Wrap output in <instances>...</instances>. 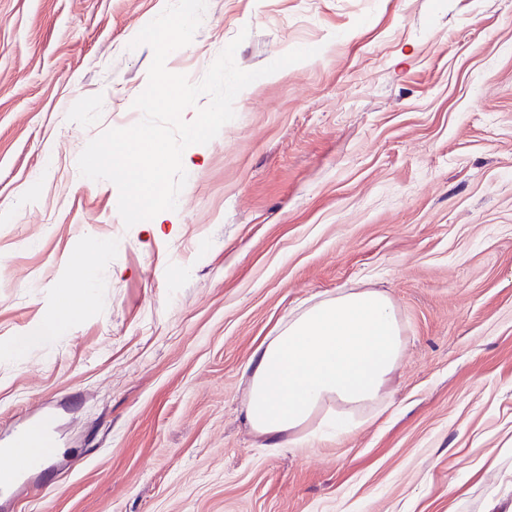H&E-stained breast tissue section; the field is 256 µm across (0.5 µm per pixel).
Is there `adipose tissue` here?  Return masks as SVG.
<instances>
[{"mask_svg":"<svg viewBox=\"0 0 512 512\" xmlns=\"http://www.w3.org/2000/svg\"><path fill=\"white\" fill-rule=\"evenodd\" d=\"M90 297L62 298L55 317L19 337L15 352L45 344ZM402 327L390 297L379 290H348L308 305L280 321L245 367L252 429L282 448L320 409H358L379 402L403 353Z\"/></svg>","mask_w":512,"mask_h":512,"instance_id":"obj_1","label":"adipose tissue"}]
</instances>
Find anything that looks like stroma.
<instances>
[{
    "mask_svg": "<svg viewBox=\"0 0 512 512\" xmlns=\"http://www.w3.org/2000/svg\"><path fill=\"white\" fill-rule=\"evenodd\" d=\"M168 0H0V448L49 446L7 512H486L512 503V0H207L170 72L316 56L183 153L125 227L77 160L137 123ZM392 299L383 410L266 448L244 368L300 306ZM91 292L51 343L11 352Z\"/></svg>",
    "mask_w": 512,
    "mask_h": 512,
    "instance_id": "stroma-1",
    "label": "stroma"
}]
</instances>
